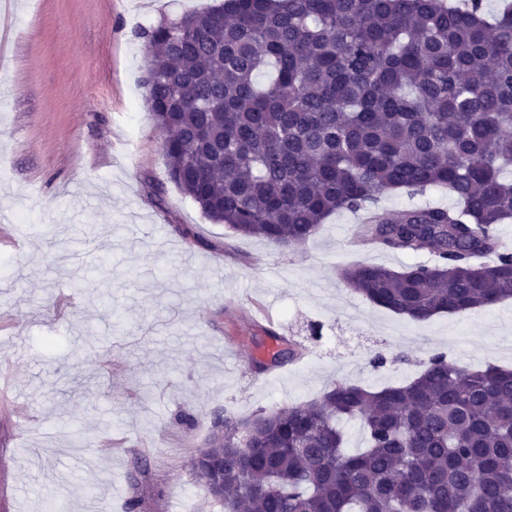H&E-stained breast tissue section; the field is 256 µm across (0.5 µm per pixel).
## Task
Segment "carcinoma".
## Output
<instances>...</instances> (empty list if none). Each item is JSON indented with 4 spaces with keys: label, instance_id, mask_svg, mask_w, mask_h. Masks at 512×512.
<instances>
[{
    "label": "carcinoma",
    "instance_id": "obj_1",
    "mask_svg": "<svg viewBox=\"0 0 512 512\" xmlns=\"http://www.w3.org/2000/svg\"><path fill=\"white\" fill-rule=\"evenodd\" d=\"M145 103L169 179L202 213L282 249L333 214L361 242L429 263L344 267L351 292L414 322L512 298V0H221L144 32ZM450 206L392 216L383 196ZM277 345L259 373L297 355ZM266 426L224 412V512H512V370L430 355L410 381H338ZM342 418L367 445L344 448ZM425 202H431L438 205L448 206L454 202V200L448 197V194H444L440 191H430L427 192L424 196H409L406 193L398 194V195H389L385 196L381 204L384 208H386L389 212L394 214L400 208L409 205V204H420Z\"/></svg>",
    "mask_w": 512,
    "mask_h": 512
}]
</instances>
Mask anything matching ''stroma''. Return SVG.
Segmentation results:
<instances>
[{"mask_svg": "<svg viewBox=\"0 0 512 512\" xmlns=\"http://www.w3.org/2000/svg\"><path fill=\"white\" fill-rule=\"evenodd\" d=\"M214 2L0 0V226L14 236L0 243V512H83L91 490L110 512L135 496L140 512H223L190 470L223 412L288 408L339 380L399 384L438 351L512 368V300L415 323L351 293L340 268L411 262L361 246V214L283 250L168 181L141 34ZM309 321L321 342L252 370L266 329Z\"/></svg>", "mask_w": 512, "mask_h": 512, "instance_id": "stroma-1", "label": "stroma"}]
</instances>
